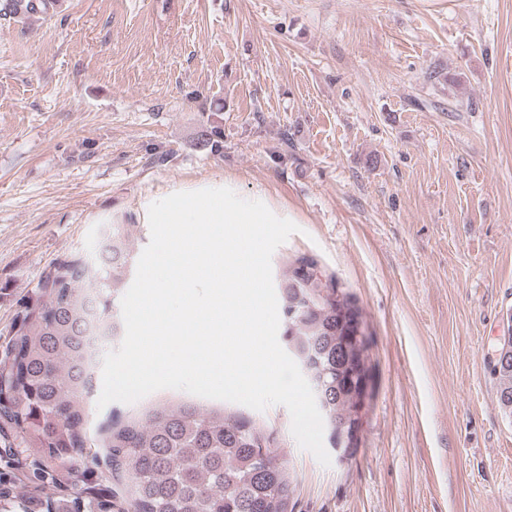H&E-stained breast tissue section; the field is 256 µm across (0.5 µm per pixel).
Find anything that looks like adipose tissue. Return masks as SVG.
Wrapping results in <instances>:
<instances>
[{
  "instance_id": "adipose-tissue-1",
  "label": "adipose tissue",
  "mask_w": 512,
  "mask_h": 512,
  "mask_svg": "<svg viewBox=\"0 0 512 512\" xmlns=\"http://www.w3.org/2000/svg\"><path fill=\"white\" fill-rule=\"evenodd\" d=\"M224 185L203 183L195 187L190 197H193L194 206H186L184 194L172 195L167 203L156 210L152 217L156 224H183L193 221L196 224H244L247 223L246 209L226 207L219 205L220 197L225 196Z\"/></svg>"
}]
</instances>
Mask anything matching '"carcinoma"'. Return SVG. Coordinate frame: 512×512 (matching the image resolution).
<instances>
[{
  "label": "carcinoma",
  "instance_id": "cac0c4a2",
  "mask_svg": "<svg viewBox=\"0 0 512 512\" xmlns=\"http://www.w3.org/2000/svg\"><path fill=\"white\" fill-rule=\"evenodd\" d=\"M55 0H8L17 18L47 16ZM199 144L224 148L213 122ZM135 224H101L91 258L56 262L38 284L0 360V442L9 457L25 456L24 471H0V486L24 477L53 485L57 496L42 512H291L294 493L288 460L274 431L243 414L194 406L157 407L138 420L116 421L103 447L111 475L131 485L110 491L92 480L61 484L58 469L81 455L86 443L83 397L95 365L87 336L99 321L115 345L122 341L120 299L136 272L131 249ZM299 258L277 280L287 353L315 381L324 429L349 427L352 394L370 374L369 339L359 308L332 282ZM497 398L512 415V362L491 368Z\"/></svg>",
  "mask_w": 512,
  "mask_h": 512
}]
</instances>
